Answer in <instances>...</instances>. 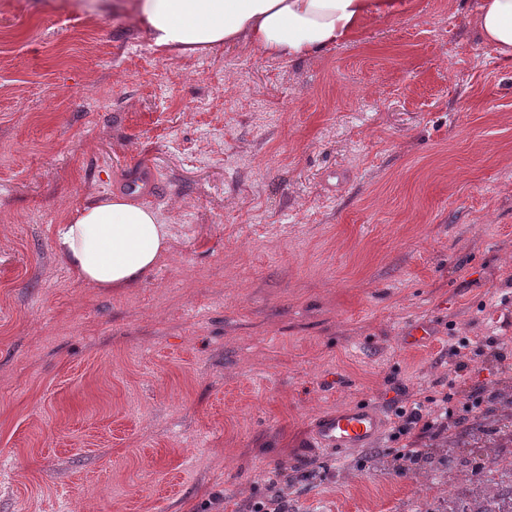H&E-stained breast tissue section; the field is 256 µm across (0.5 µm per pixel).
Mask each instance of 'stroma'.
I'll return each mask as SVG.
<instances>
[{
  "mask_svg": "<svg viewBox=\"0 0 512 512\" xmlns=\"http://www.w3.org/2000/svg\"><path fill=\"white\" fill-rule=\"evenodd\" d=\"M112 2L0 0V512H250L274 487L288 512H447L374 456L423 391L451 388L454 433L512 378V59L479 0L292 62L163 55ZM146 166L168 254L133 288L76 281L54 225ZM420 321L435 343L406 348ZM359 402L374 443L316 448Z\"/></svg>",
  "mask_w": 512,
  "mask_h": 512,
  "instance_id": "obj_1",
  "label": "stroma"
}]
</instances>
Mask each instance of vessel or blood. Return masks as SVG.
<instances>
[{
	"label": "vessel or blood",
	"instance_id": "b4317fda",
	"mask_svg": "<svg viewBox=\"0 0 512 512\" xmlns=\"http://www.w3.org/2000/svg\"><path fill=\"white\" fill-rule=\"evenodd\" d=\"M125 187L138 192L149 202L160 199L164 193L161 178L146 170L141 175L126 179ZM384 417L369 406H350L318 419L314 425V439L317 447L340 452L349 448L369 447L380 435Z\"/></svg>",
	"mask_w": 512,
	"mask_h": 512
}]
</instances>
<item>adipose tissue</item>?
Masks as SVG:
<instances>
[{"label": "adipose tissue", "mask_w": 512, "mask_h": 512, "mask_svg": "<svg viewBox=\"0 0 512 512\" xmlns=\"http://www.w3.org/2000/svg\"><path fill=\"white\" fill-rule=\"evenodd\" d=\"M406 6L407 0H131L129 8L151 47L167 55L247 43L293 61L347 43L370 20ZM476 25L499 55L512 57V0H480ZM169 241L156 211L120 194L88 199L55 233L75 280L98 288L135 287Z\"/></svg>", "instance_id": "1"}]
</instances>
